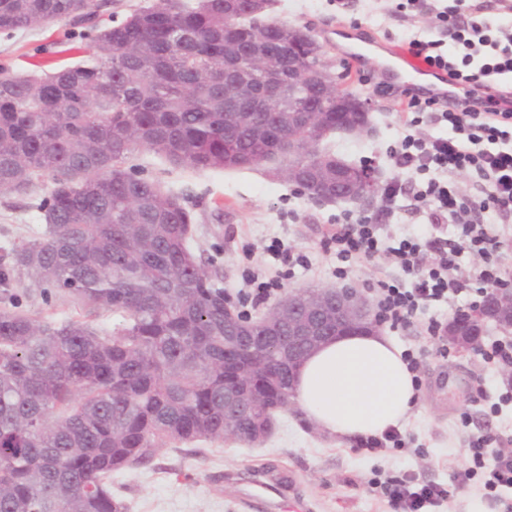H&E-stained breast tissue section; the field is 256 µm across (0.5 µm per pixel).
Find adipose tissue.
Wrapping results in <instances>:
<instances>
[{"label":"adipose tissue","instance_id":"1","mask_svg":"<svg viewBox=\"0 0 512 512\" xmlns=\"http://www.w3.org/2000/svg\"><path fill=\"white\" fill-rule=\"evenodd\" d=\"M403 351L378 331L332 339L303 363L298 410L331 434L378 436L404 422L418 402Z\"/></svg>","mask_w":512,"mask_h":512}]
</instances>
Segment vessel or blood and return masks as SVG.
<instances>
[{
  "label": "vessel or blood",
  "mask_w": 512,
  "mask_h": 512,
  "mask_svg": "<svg viewBox=\"0 0 512 512\" xmlns=\"http://www.w3.org/2000/svg\"><path fill=\"white\" fill-rule=\"evenodd\" d=\"M336 34L342 41L339 48L342 55L370 63L393 88L409 89L419 97L440 101L463 91L462 85L450 80L446 72L430 67L424 60L403 49L388 46L364 30L348 31L340 27ZM278 493L277 484L257 480L246 489L245 498L256 512H272V498Z\"/></svg>",
  "instance_id": "1"
}]
</instances>
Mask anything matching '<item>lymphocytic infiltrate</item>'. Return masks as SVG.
Masks as SVG:
<instances>
[{
  "label": "lymphocytic infiltrate",
  "instance_id": "lymphocytic-infiltrate-1",
  "mask_svg": "<svg viewBox=\"0 0 512 512\" xmlns=\"http://www.w3.org/2000/svg\"><path fill=\"white\" fill-rule=\"evenodd\" d=\"M412 17L431 14L443 36L436 40L413 38L411 53L430 66L465 84L467 93L452 103L410 97L413 112L407 131L391 158L402 177L385 190L386 202L404 194L430 203L435 224L451 223L458 231L426 240L403 238L387 243L370 216L337 225L324 246L335 249L339 262L334 274L346 279L353 262L384 256L397 267L400 278L378 281L376 315L391 327H406L414 314L459 296L467 288L479 293L504 282L499 249L501 232L486 222V213L512 218V97L499 92L512 79V24L490 18L487 0H406ZM446 125L443 133L435 125ZM476 177L473 195L461 196L458 174ZM478 255L480 264L469 275H455L457 259ZM499 434L474 439L467 461L454 475L458 487L482 482L494 498L512 490V454L499 451ZM392 512H435L448 490L433 481L394 477L376 482Z\"/></svg>",
  "mask_w": 512,
  "mask_h": 512
}]
</instances>
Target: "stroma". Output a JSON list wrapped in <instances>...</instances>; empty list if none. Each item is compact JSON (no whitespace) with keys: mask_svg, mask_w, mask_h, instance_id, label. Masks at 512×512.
I'll use <instances>...</instances> for the list:
<instances>
[{"mask_svg":"<svg viewBox=\"0 0 512 512\" xmlns=\"http://www.w3.org/2000/svg\"><path fill=\"white\" fill-rule=\"evenodd\" d=\"M392 0H353L341 12L336 0H277L273 15L282 21L308 26L323 44L324 60L340 64L336 49L338 26L366 27L391 44L407 47L411 37L430 39L434 22L421 17L404 21L393 12ZM70 25L62 21L45 30L31 28L0 35V66L29 70L33 61L55 56L63 49ZM384 80L372 65L351 64L345 89L371 96L370 119L374 134L330 137L325 145L337 158L375 167L381 183L396 177L389 152L403 131L405 103L380 93ZM141 176L160 181L183 197L196 215L191 248L210 271L217 287L236 311L259 318L263 307L245 308L243 293L248 273L280 278L279 294L294 289L336 285V259L322 243L346 217L379 218L385 235L422 239L449 234L453 225L428 224L415 212L414 201L401 198L392 215H384L381 202L361 208L348 202L319 205L300 195L295 187L266 167L253 170L192 171L164 157L138 150L128 160ZM46 184L28 195H0V249L39 237L45 229L38 204ZM305 253L310 264L286 268L274 258L270 245ZM474 293L465 292L450 303L418 312L410 328L382 331L402 349L421 355L419 403L401 427L409 443L405 449L378 455L356 450L354 441L325 433L301 412L277 415L271 435L258 446L235 442H200L199 453L167 445L143 467L113 474L112 494L127 512H248L240 500L251 480L286 481L292 496L304 499L311 512H390L371 485L386 477L414 475L451 485L470 440L486 432L512 436V404L491 413L490 402L512 391V369L487 364L480 352H463L448 342L430 339L423 328L429 318L448 323L457 311H471ZM18 305L20 311L42 320L83 319L84 313L68 298L44 301L38 288L20 274L9 286H0V309Z\"/></svg>","mask_w":512,"mask_h":512,"instance_id":"stroma-1","label":"stroma"}]
</instances>
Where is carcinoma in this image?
Masks as SVG:
<instances>
[{"label": "carcinoma", "instance_id": "obj_1", "mask_svg": "<svg viewBox=\"0 0 512 512\" xmlns=\"http://www.w3.org/2000/svg\"><path fill=\"white\" fill-rule=\"evenodd\" d=\"M275 0H156L103 26L94 0H0V33L71 23L90 58L0 69V194L52 180L44 234L12 248L0 284L25 273L92 322L0 310V512H126L106 480L166 444L250 442L288 411V325L224 340V290L190 247L181 197L127 165L144 149L195 171L288 167V113L260 81L224 97V66L267 25L271 61L308 51L305 26ZM360 119L323 113L324 138ZM480 336L469 315L454 323ZM260 397L235 415L225 394Z\"/></svg>", "mask_w": 512, "mask_h": 512}]
</instances>
